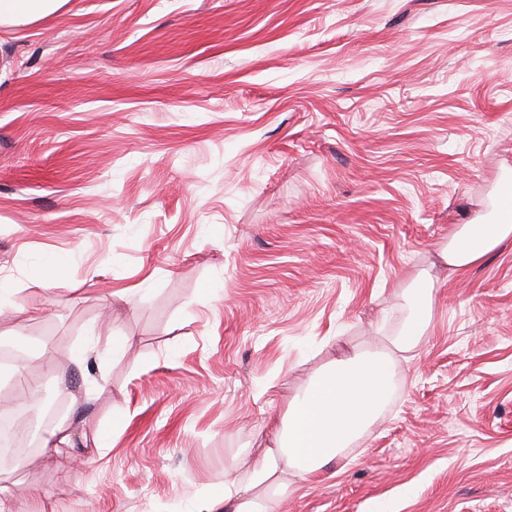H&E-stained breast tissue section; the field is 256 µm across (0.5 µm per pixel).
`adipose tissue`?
<instances>
[{
	"label": "adipose tissue",
	"instance_id": "adipose-tissue-1",
	"mask_svg": "<svg viewBox=\"0 0 512 512\" xmlns=\"http://www.w3.org/2000/svg\"><path fill=\"white\" fill-rule=\"evenodd\" d=\"M66 0H0V26H22L55 14ZM495 224H471L454 233L441 252L449 271L479 262L512 242V195L499 203ZM390 353L356 351L321 371L292 395L282 417L271 422L263 462L226 473L220 512H268L284 496L289 478L317 475L380 417L392 393Z\"/></svg>",
	"mask_w": 512,
	"mask_h": 512
}]
</instances>
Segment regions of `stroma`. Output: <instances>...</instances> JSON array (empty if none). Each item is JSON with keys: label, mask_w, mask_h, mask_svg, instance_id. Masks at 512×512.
Returning <instances> with one entry per match:
<instances>
[{"label": "stroma", "mask_w": 512, "mask_h": 512, "mask_svg": "<svg viewBox=\"0 0 512 512\" xmlns=\"http://www.w3.org/2000/svg\"><path fill=\"white\" fill-rule=\"evenodd\" d=\"M510 190L512 0H66L0 27V344L74 430L0 485L197 512L319 371L390 351L425 272L379 420L272 512H512V244L438 257ZM415 284L417 289L414 290H420L423 303L422 307L408 319L401 332L390 340L391 346L398 352L413 350L428 326V309H425V304L431 286L421 275L415 279Z\"/></svg>", "instance_id": "35a3bbf8"}]
</instances>
